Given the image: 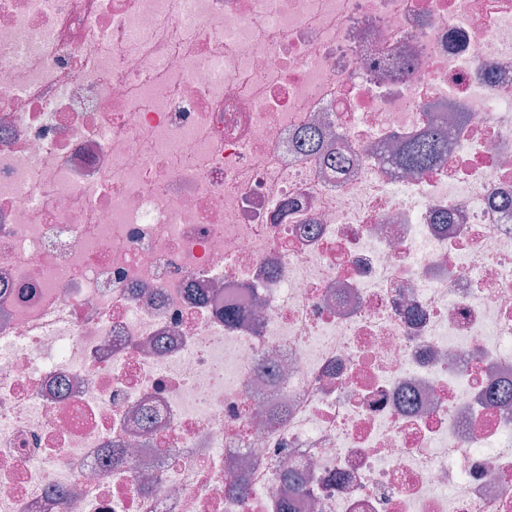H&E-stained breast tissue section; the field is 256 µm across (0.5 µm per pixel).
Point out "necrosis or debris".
<instances>
[{
    "label": "necrosis or debris",
    "mask_w": 512,
    "mask_h": 512,
    "mask_svg": "<svg viewBox=\"0 0 512 512\" xmlns=\"http://www.w3.org/2000/svg\"><path fill=\"white\" fill-rule=\"evenodd\" d=\"M510 388L512 0H0V512H512ZM447 148V133L443 129L430 130L419 138L404 142L396 154L402 169L421 172L436 165Z\"/></svg>",
    "instance_id": "necrosis-or-debris-1"
}]
</instances>
